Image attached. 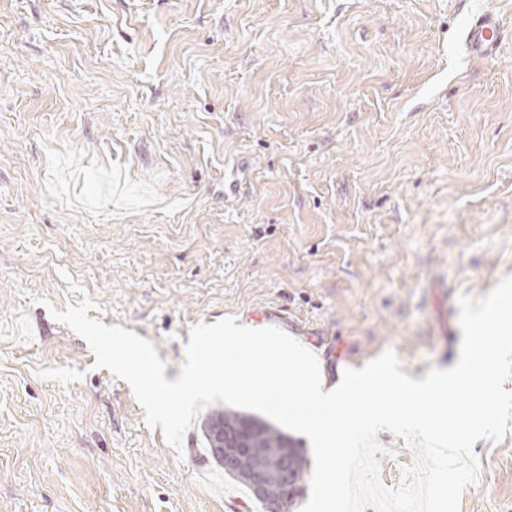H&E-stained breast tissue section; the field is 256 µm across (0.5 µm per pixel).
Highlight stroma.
<instances>
[{
  "label": "stroma",
  "mask_w": 512,
  "mask_h": 512,
  "mask_svg": "<svg viewBox=\"0 0 512 512\" xmlns=\"http://www.w3.org/2000/svg\"><path fill=\"white\" fill-rule=\"evenodd\" d=\"M509 275L512 0H0V512H263L57 313L171 381L226 318L420 380ZM377 439L392 489L416 455ZM474 452L458 512H512V431ZM468 40L471 49L481 55L496 51L502 43V28L499 20L492 14H482L474 18Z\"/></svg>",
  "instance_id": "1"
}]
</instances>
